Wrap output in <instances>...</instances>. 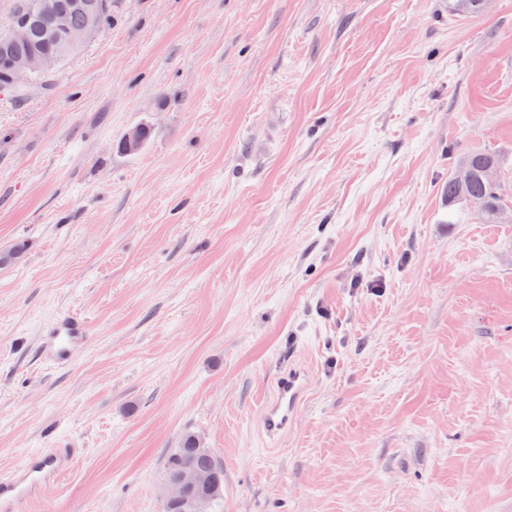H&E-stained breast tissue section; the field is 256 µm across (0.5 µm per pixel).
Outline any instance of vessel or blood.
<instances>
[{
	"instance_id": "1",
	"label": "vessel or blood",
	"mask_w": 512,
	"mask_h": 512,
	"mask_svg": "<svg viewBox=\"0 0 512 512\" xmlns=\"http://www.w3.org/2000/svg\"><path fill=\"white\" fill-rule=\"evenodd\" d=\"M90 334L87 321L78 315L55 316L40 336V356L54 366L71 361ZM309 383L307 369L290 367L274 380L273 395L263 407L261 423L266 436L274 438L287 432ZM67 450L53 449L35 454L13 476L0 480V512H17L21 502L38 487L55 479L69 467Z\"/></svg>"
}]
</instances>
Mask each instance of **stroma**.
Wrapping results in <instances>:
<instances>
[{
	"mask_svg": "<svg viewBox=\"0 0 512 512\" xmlns=\"http://www.w3.org/2000/svg\"><path fill=\"white\" fill-rule=\"evenodd\" d=\"M475 150L512 197V0H112L0 96V476L76 451L20 512H164L186 432L211 512H512V216L443 192ZM89 334L83 317L70 313L57 315L42 331L40 356L53 366H63L85 345ZM308 383V370L296 366L288 367L275 378L273 396L265 403L261 417L266 436L274 438L288 431L307 392ZM200 448H205L200 438L186 433L181 436L178 448L173 449L166 462L168 481L164 484L163 497L170 506L186 507L185 512H209L210 497L204 475L184 466L194 467L207 476L209 488L214 494L212 502L220 497L224 488V468L211 450L203 452ZM178 471L176 477L171 479Z\"/></svg>",
	"mask_w": 512,
	"mask_h": 512,
	"instance_id": "obj_1",
	"label": "stroma"
}]
</instances>
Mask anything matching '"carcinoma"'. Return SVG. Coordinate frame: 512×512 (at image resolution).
Returning a JSON list of instances; mask_svg holds the SVG:
<instances>
[{
  "instance_id": "cac0c4a2",
  "label": "carcinoma",
  "mask_w": 512,
  "mask_h": 512,
  "mask_svg": "<svg viewBox=\"0 0 512 512\" xmlns=\"http://www.w3.org/2000/svg\"><path fill=\"white\" fill-rule=\"evenodd\" d=\"M101 0H54L51 12L32 8L33 0H15L10 20L25 14L30 15V37L21 50L60 57V63L76 51L61 38H48L55 26V15L61 13L71 30L83 28L89 12L84 3H99ZM485 0H448V8L459 17L481 12ZM501 165L499 159L484 151H473L463 158L455 172L448 177V202L464 201L482 210L486 221L495 222L499 214L512 206L509 197L500 189ZM203 443L195 434L181 436L178 447L169 454L166 462V479H171L185 466L202 471L208 478V485L214 498H219L224 488V468L212 452H203Z\"/></svg>"
}]
</instances>
